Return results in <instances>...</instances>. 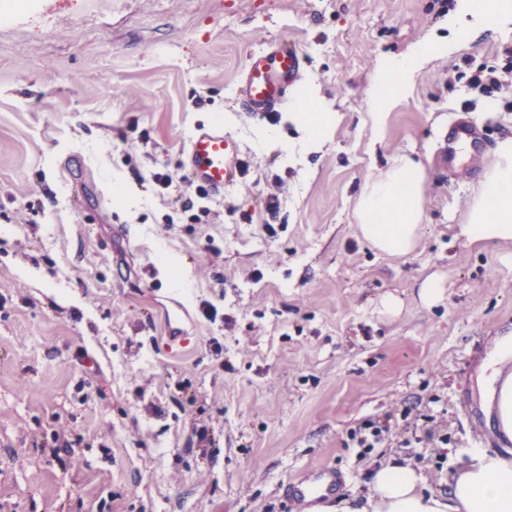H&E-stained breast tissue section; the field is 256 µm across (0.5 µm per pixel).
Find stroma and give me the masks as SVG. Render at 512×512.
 Segmentation results:
<instances>
[{"instance_id": "1", "label": "stroma", "mask_w": 512, "mask_h": 512, "mask_svg": "<svg viewBox=\"0 0 512 512\" xmlns=\"http://www.w3.org/2000/svg\"><path fill=\"white\" fill-rule=\"evenodd\" d=\"M279 37L304 57L296 98L340 116L319 150L290 111L236 109ZM430 44L376 113L370 86ZM490 67L512 71V16L486 27L470 0H0V512H290L286 481L327 467L350 498L389 460L448 493L496 445L478 380L512 334V244L458 233L512 138V108L469 86ZM460 111L487 145L452 181L437 151ZM211 122L244 142L243 184L197 217L182 149ZM406 155L424 217L386 255L356 208ZM367 423L390 427L372 448Z\"/></svg>"}]
</instances>
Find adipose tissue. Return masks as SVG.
<instances>
[{"instance_id": "obj_1", "label": "adipose tissue", "mask_w": 512, "mask_h": 512, "mask_svg": "<svg viewBox=\"0 0 512 512\" xmlns=\"http://www.w3.org/2000/svg\"><path fill=\"white\" fill-rule=\"evenodd\" d=\"M305 132L307 149L327 139L335 115L318 100L302 99L293 114ZM422 163L404 157L366 187L358 204V225L364 239L389 255L413 251L423 211L420 188ZM469 244L512 243V139L504 140L496 160L487 168L459 226ZM490 374L481 384V397L494 431L510 441L503 451L478 448L448 476V495L432 492L409 463L380 467L373 490L363 499H343L314 506L311 512H512V336L501 337L487 364Z\"/></svg>"}]
</instances>
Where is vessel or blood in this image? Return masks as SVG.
Instances as JSON below:
<instances>
[{"label":"vessel or blood","mask_w":512,"mask_h":512,"mask_svg":"<svg viewBox=\"0 0 512 512\" xmlns=\"http://www.w3.org/2000/svg\"><path fill=\"white\" fill-rule=\"evenodd\" d=\"M304 58L293 42L274 40L252 52L237 87L242 111L257 119L284 110L293 101V92L302 79ZM483 131L471 118L455 119L448 130L444 154L453 157L462 144H480ZM243 142L223 125L197 127L187 141L185 164L190 177L204 191L221 194L237 187L242 178ZM336 476L317 469L311 483L291 487L289 494L297 506H305L308 496L324 499L334 494Z\"/></svg>","instance_id":"b4317fda"}]
</instances>
